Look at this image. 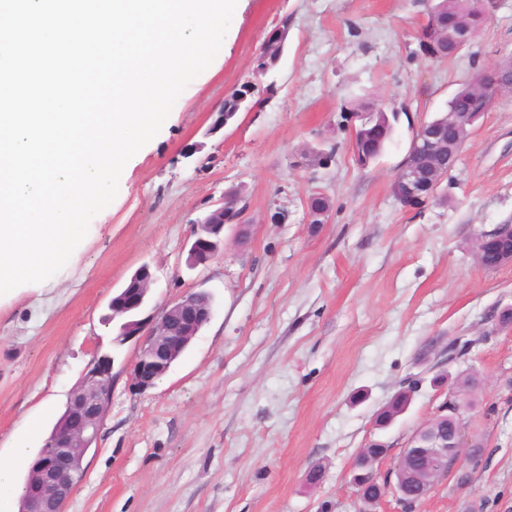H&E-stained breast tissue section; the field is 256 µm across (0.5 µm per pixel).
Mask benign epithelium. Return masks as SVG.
I'll return each instance as SVG.
<instances>
[{"label": "benign epithelium", "mask_w": 512, "mask_h": 512, "mask_svg": "<svg viewBox=\"0 0 512 512\" xmlns=\"http://www.w3.org/2000/svg\"><path fill=\"white\" fill-rule=\"evenodd\" d=\"M472 42L469 31L448 27L437 29L434 48L436 52L456 55ZM470 85L479 93L480 107L471 117L448 114V117L422 124L416 131L408 155L396 172L393 191L400 203L410 209L419 208L437 196L442 181L447 177L437 164V159L448 157V167L456 161L455 141L448 139V129L459 134L471 135L476 123L504 94L512 93V66L503 63L479 74ZM247 211L243 196L227 193L224 198L197 223L194 240L188 250V265L196 267L216 258L224 242V226L233 224L241 229L247 225ZM512 238V225L505 224L491 233L477 237L479 263L488 268L512 261L505 254L503 238ZM152 283L149 268H139L112 296L109 308L111 318L120 317V336L127 338L145 334L139 355L131 365L135 387L145 391L153 387L172 366L173 361L198 335L213 316V303L204 292L189 294L177 302L164 305L148 323L138 318L147 304ZM471 386H461L454 392L457 404L450 407L443 403L438 416L454 421L450 432L433 439L420 440L412 434L393 467L383 477L375 469L386 457L388 448L370 455L359 454V462L352 475V483L359 488L360 500L367 504V512H377L378 505L390 494H395L401 506L414 495L412 506L426 497L436 480L453 470L465 448H472L464 425L462 411L472 406V401L462 397ZM112 393V359L106 356L88 368L82 381L67 395L65 412L54 429L56 448L40 456L32 466V479L24 496L20 512H62L77 484L83 477L81 461L97 442L104 418L106 404Z\"/></svg>", "instance_id": "obj_1"}]
</instances>
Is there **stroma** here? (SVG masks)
<instances>
[{
    "label": "stroma",
    "mask_w": 512,
    "mask_h": 512,
    "mask_svg": "<svg viewBox=\"0 0 512 512\" xmlns=\"http://www.w3.org/2000/svg\"><path fill=\"white\" fill-rule=\"evenodd\" d=\"M432 0H239L210 68L181 93L93 218L73 265L0 300V453L40 448L44 401L63 407L97 360L113 357L112 401L65 512H360L353 462L371 441L391 467L457 377L476 373L468 435L484 451L440 479L420 512H512V263L480 266L479 234L512 225V97L462 147L437 198L408 209L392 193L421 123L478 72L512 57V0L448 60L424 56ZM289 20L274 91L258 112L213 123L250 80L270 32ZM357 97L397 110L383 154L359 168ZM333 150L325 169L304 152ZM240 189L249 230L224 229L221 257L186 258L197 221ZM329 199L327 223L307 202ZM145 314L195 292L211 321L156 385H132L141 337L119 338L108 304L141 266ZM471 340L449 358L454 338ZM408 410L386 430L377 411L409 382ZM467 481H459V473Z\"/></svg>",
    "instance_id": "obj_1"
}]
</instances>
